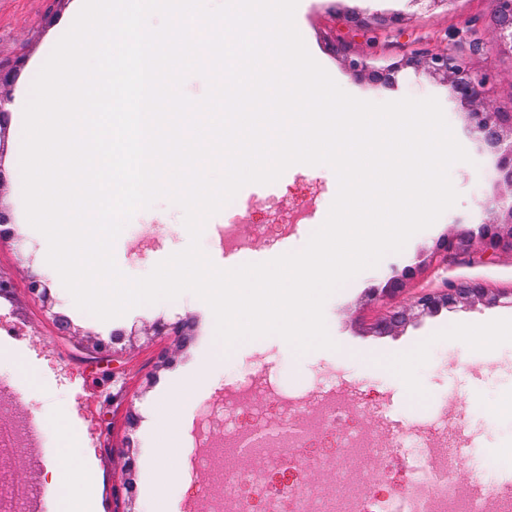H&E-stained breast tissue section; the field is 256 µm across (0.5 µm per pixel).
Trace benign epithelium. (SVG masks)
Instances as JSON below:
<instances>
[{
  "instance_id": "7a95c632",
  "label": "benign epithelium",
  "mask_w": 512,
  "mask_h": 512,
  "mask_svg": "<svg viewBox=\"0 0 512 512\" xmlns=\"http://www.w3.org/2000/svg\"><path fill=\"white\" fill-rule=\"evenodd\" d=\"M488 2L495 35L504 48L512 51V0ZM402 22L403 19L398 16L379 17L374 22L355 14L344 18L348 31L363 33L369 31L375 23L380 26L398 27ZM329 45L334 54L348 62L352 72L366 76L376 83L392 84L395 82V76L407 68H422L429 74L446 80L454 95L461 102L471 106V111L467 113L471 133L494 151L500 148L506 136H512V110L500 111L481 104L487 77L467 68L452 47L437 52L418 51L405 54L388 61L385 65L371 66L363 58L351 57V43L345 39L338 37L329 41ZM501 252L512 253V205L503 210L500 219L482 225L477 242L465 234L440 239L430 253L429 261L446 264L450 260L471 254H477L479 258L488 261ZM413 275L414 271L410 269L400 277H391L387 287L379 293H373L372 299L383 302L404 291L406 280ZM28 291L31 297L41 302L43 308L54 318L61 335H75L71 324L53 311L54 302L42 280L32 278ZM504 299L512 300V292L496 291L478 280L446 281L442 288L417 292L409 303L390 308L385 317L373 326V330L379 335L392 334L420 317L435 314L443 309L476 305L492 307L501 304ZM189 329L190 322L180 320L155 327V334L173 336L181 347L187 339ZM123 454L126 456V479L115 493L125 497L128 509L124 512H135L133 490L128 483V478L133 475L136 467L135 456L131 448L123 451Z\"/></svg>"
}]
</instances>
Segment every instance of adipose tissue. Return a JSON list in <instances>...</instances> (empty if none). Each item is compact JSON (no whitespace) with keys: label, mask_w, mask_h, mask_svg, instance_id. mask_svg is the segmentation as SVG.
<instances>
[{"label":"adipose tissue","mask_w":512,"mask_h":512,"mask_svg":"<svg viewBox=\"0 0 512 512\" xmlns=\"http://www.w3.org/2000/svg\"><path fill=\"white\" fill-rule=\"evenodd\" d=\"M63 447L58 463L51 465V484L59 491L56 512H95V478L90 471L77 465Z\"/></svg>","instance_id":"obj_1"}]
</instances>
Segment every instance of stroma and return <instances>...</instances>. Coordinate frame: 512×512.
Masks as SVG:
<instances>
[{"mask_svg": "<svg viewBox=\"0 0 512 512\" xmlns=\"http://www.w3.org/2000/svg\"><path fill=\"white\" fill-rule=\"evenodd\" d=\"M77 7L78 0H0V70L10 75L9 83L0 86V106L10 123L0 149V210L10 215L15 231L0 242V274L10 279L14 289L13 298H0V327L22 331L19 339H8L0 352L14 362L13 374L23 389L7 410L0 411V421L35 412L52 425L58 413H65L70 431L81 441V459L91 461L97 471V512L124 508L114 489L124 478L122 451L128 447L136 451L137 512H147L154 499L168 504L171 512H205L208 502L224 493L225 469L243 467L244 462L230 455L223 466H203V451L194 447L193 432L209 407L223 406L224 393L232 388L235 376L248 372L266 374L280 389L297 390L304 403L295 413L300 421L309 416L312 397L339 395L358 409L341 421V429L375 436L383 444L450 435L457 427H465L473 443L468 450L469 467L455 473L459 484H470L473 470L491 463L496 475L512 472L501 454L502 449L512 448V411L501 406L503 394L512 393V336L500 337L493 348L495 358L488 362L464 346L459 335L463 326L478 319L512 324V304L447 309L380 336L373 333V325L389 306L405 304L408 296L396 295L386 304L368 298L370 292L384 288L390 277L415 265L419 255L441 238L477 233L480 225L494 220L490 202L512 192L501 180L499 155L471 134L468 105L442 79L422 69H407L394 85H377L355 76L327 45L328 36L345 35L346 15L401 16V30L377 28L356 36L355 50L380 66L405 53L455 47L467 67L488 74L485 102L506 110L512 108V56L497 45L488 0H454L448 8L437 10L428 9L425 0H298L295 24L309 53L345 92L375 103L436 98L470 159L450 169L458 200L443 223L414 234L402 251L385 255L376 267L362 271L349 287L339 288L327 299L324 317L335 349L300 354L281 337H265L226 351L223 364L204 376L199 367L215 347V324L207 303L192 293L139 306L105 324L78 309L61 281L51 280L54 313L71 320L77 331L73 337L59 335L53 313H46L41 303L28 296L32 276L49 278L50 270L45 249L26 218L16 107L52 46L66 33ZM337 190L336 174L330 168L291 167L276 182L245 185L236 195L242 214L238 231L251 239V246H225L218 235L224 223L220 212L204 225L200 245L217 265L261 263L300 251L316 225L325 221ZM155 210L149 219L139 213L132 217L133 223L144 225L143 238L124 231L114 243L115 261L128 277L148 275L190 242L182 227L184 215L170 200H159ZM300 210L310 215V223H293L294 213ZM447 278L476 279L495 290L510 291L512 254H500L490 263L461 258L445 267L431 265L416 272L407 286L409 291L438 288ZM186 317L193 321L186 346L173 350L168 367L154 369L156 354L171 345L170 337L153 335L154 325ZM117 327L127 336L117 346V364L97 363L88 347L94 341L109 340ZM398 362L412 363L423 397H416L401 381L394 369ZM162 400L179 409L184 426V441L174 459L158 447L155 409ZM131 410L137 415L133 425L127 421ZM326 444L325 438L318 437L305 449L311 464L301 472L304 481L344 496L369 490L388 494V487L370 488L363 468L348 472L339 468L335 457L323 456ZM59 448L58 433H50L39 456L19 452L11 471L16 483L42 489L49 507L55 492L47 485L46 471L56 461ZM171 464L189 476L190 490L150 483L151 472Z\"/></svg>", "mask_w": 512, "mask_h": 512, "instance_id": "1", "label": "stroma"}]
</instances>
